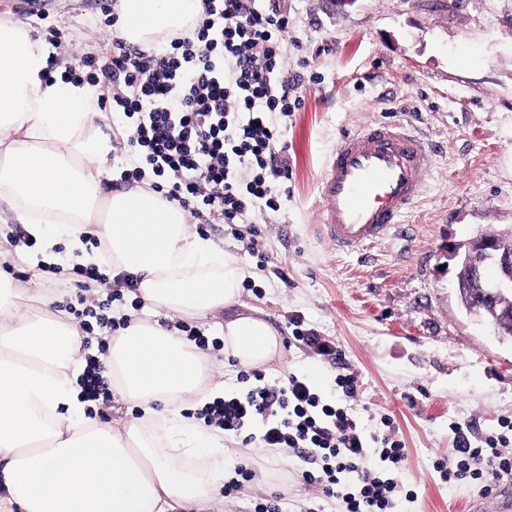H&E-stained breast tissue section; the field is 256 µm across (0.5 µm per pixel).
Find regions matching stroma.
Instances as JSON below:
<instances>
[{"instance_id": "1", "label": "stroma", "mask_w": 512, "mask_h": 512, "mask_svg": "<svg viewBox=\"0 0 512 512\" xmlns=\"http://www.w3.org/2000/svg\"><path fill=\"white\" fill-rule=\"evenodd\" d=\"M116 0H0V20L34 28L48 41L78 50L75 71L111 40L108 11ZM288 19L283 69L302 75L300 107L287 121L291 174L274 217L255 214L229 230L200 227L246 269L240 303L225 317L259 311L279 338L292 319L333 341L357 372L350 406L360 426L382 432L390 419L406 446L397 478L414 493L399 512H466L481 486H451L433 468L453 450L456 426L476 432L512 419V343L499 340L460 306L449 246L487 228H512V0H265ZM397 122L430 149L426 190L402 226L384 241L352 253L337 251L317 229V182L341 132L373 122ZM257 240L266 255L245 254ZM0 277L21 306L40 300L76 303L73 280L53 283L33 258L0 264ZM268 379L308 378L330 392L328 359L282 347L264 366ZM232 451L226 469L255 473L226 496L224 512H343L340 499L305 484L306 462L286 451Z\"/></svg>"}]
</instances>
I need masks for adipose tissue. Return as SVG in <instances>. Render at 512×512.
<instances>
[{"label":"adipose tissue","instance_id":"ef3b65f1","mask_svg":"<svg viewBox=\"0 0 512 512\" xmlns=\"http://www.w3.org/2000/svg\"><path fill=\"white\" fill-rule=\"evenodd\" d=\"M203 9V0H117L116 34L147 50ZM53 60L58 75L44 78ZM72 62L26 26L0 21V217L24 226L45 264L102 261L134 273L158 317L115 311L129 324L101 363L139 414L101 422L87 415L78 386L81 327L0 291V512H212L229 451L222 433L184 407L222 397L224 382L167 320H205L237 305L245 271L160 194L111 190L112 140L93 130L95 87L63 80ZM55 230L68 237L67 253L55 252ZM87 235L102 251L87 252ZM219 332L225 357L244 367L280 351L259 317L237 316Z\"/></svg>","mask_w":512,"mask_h":512}]
</instances>
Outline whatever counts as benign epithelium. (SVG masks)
<instances>
[{
    "mask_svg": "<svg viewBox=\"0 0 512 512\" xmlns=\"http://www.w3.org/2000/svg\"><path fill=\"white\" fill-rule=\"evenodd\" d=\"M456 260L460 285L471 289L477 302L464 306L466 312L479 317L501 339L507 333L486 314L485 303L512 296V249L501 246V232L488 228L450 251Z\"/></svg>",
    "mask_w": 512,
    "mask_h": 512,
    "instance_id": "benign-epithelium-1",
    "label": "benign epithelium"
}]
</instances>
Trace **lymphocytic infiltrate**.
I'll return each instance as SVG.
<instances>
[{
    "instance_id": "obj_1",
    "label": "lymphocytic infiltrate",
    "mask_w": 512,
    "mask_h": 512,
    "mask_svg": "<svg viewBox=\"0 0 512 512\" xmlns=\"http://www.w3.org/2000/svg\"><path fill=\"white\" fill-rule=\"evenodd\" d=\"M286 17L258 0H204L192 28L166 35L157 51L113 40L100 67L101 105L121 123L128 168L121 188L149 186L189 210L196 223L235 226L257 211H279L289 176L283 120L300 104L299 77L281 73ZM73 275L112 286L105 300L75 310L86 332L109 343L123 322L107 314L138 279H110L97 265ZM243 391L206 404L198 416L246 448H285L316 466L308 485L342 499L345 512H394L403 486L394 474L406 460L396 432L365 437L349 413L357 375L341 369L336 396L294 374L273 381L239 371ZM433 467L451 485L480 484L512 474V420L473 442L457 431L451 457Z\"/></svg>"
}]
</instances>
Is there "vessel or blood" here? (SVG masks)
Segmentation results:
<instances>
[{"instance_id": "1", "label": "vessel or blood", "mask_w": 512, "mask_h": 512, "mask_svg": "<svg viewBox=\"0 0 512 512\" xmlns=\"http://www.w3.org/2000/svg\"><path fill=\"white\" fill-rule=\"evenodd\" d=\"M426 168L424 141L403 124L341 133L318 181L321 235L343 251L377 244L421 196Z\"/></svg>"}]
</instances>
